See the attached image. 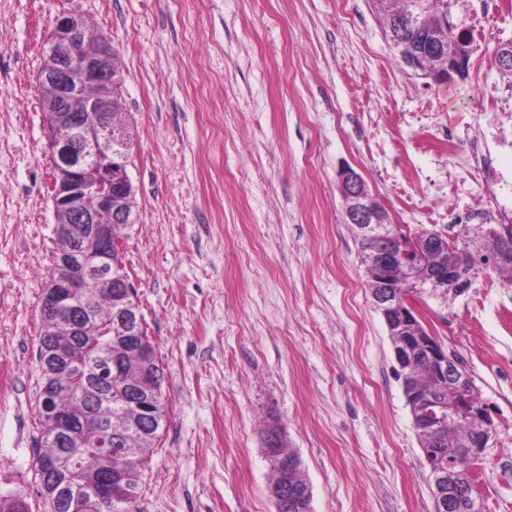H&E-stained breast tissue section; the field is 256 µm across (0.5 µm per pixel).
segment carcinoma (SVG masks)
<instances>
[{
  "instance_id": "cac0c4a2",
  "label": "carcinoma",
  "mask_w": 512,
  "mask_h": 512,
  "mask_svg": "<svg viewBox=\"0 0 512 512\" xmlns=\"http://www.w3.org/2000/svg\"><path fill=\"white\" fill-rule=\"evenodd\" d=\"M385 24L397 18L421 13L431 35L448 49L460 45L470 49V36L464 30L445 29L435 21L430 0H393L389 6L378 0ZM494 64L505 77L512 79V42L502 43L494 54ZM433 230L418 227H397L393 247L401 249L409 241L421 247ZM458 248L466 256L465 269L493 267L506 288H512V263L498 262L500 242L495 235H473L468 225L460 226L454 236ZM74 306L90 309L87 328L77 337L80 350L78 363L58 371L50 381L51 400L60 406L74 423V435L57 433L49 416H39L40 438L36 459L56 460L60 484L42 493L48 512H136L143 472L149 461L150 449L160 438L167 422L163 397L165 372L147 330H142L137 342L149 353L153 381L143 402L150 411L144 413L130 396L129 390L138 381L145 364L140 353L123 350L124 338L116 328L117 303L112 288H91L79 296ZM405 392L414 388L434 392L439 382L428 367L418 363L402 378ZM279 452L288 457V484L311 490L303 463L295 451L283 445ZM112 471L124 474L112 488V499L91 501V490L103 474ZM0 512H29L23 493L15 491L0 495Z\"/></svg>"
}]
</instances>
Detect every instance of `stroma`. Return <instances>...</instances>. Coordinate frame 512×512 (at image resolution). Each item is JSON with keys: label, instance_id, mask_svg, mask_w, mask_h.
Instances as JSON below:
<instances>
[{"label": "stroma", "instance_id": "1", "mask_svg": "<svg viewBox=\"0 0 512 512\" xmlns=\"http://www.w3.org/2000/svg\"><path fill=\"white\" fill-rule=\"evenodd\" d=\"M74 9L119 52L136 130L140 222L122 250L169 416L138 512H274V419L313 512H434L336 172L359 173L395 224L444 232L489 207L444 132L473 131L482 92L512 96L493 63L512 11L473 33L466 77L437 85L400 62L372 0H0V493L31 512H47L37 349L57 249L37 72ZM492 210L512 224V206ZM416 308L493 408L476 492L483 512H512V288L490 270ZM278 450L282 455L287 456L291 462V468L288 469V485L300 486L304 490H308L312 500V489L304 476L303 463L298 453L287 448V442Z\"/></svg>", "mask_w": 512, "mask_h": 512}]
</instances>
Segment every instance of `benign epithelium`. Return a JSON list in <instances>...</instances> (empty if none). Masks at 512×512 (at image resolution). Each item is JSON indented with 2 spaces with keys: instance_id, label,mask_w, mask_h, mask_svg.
<instances>
[{
  "instance_id": "7a95c632",
  "label": "benign epithelium",
  "mask_w": 512,
  "mask_h": 512,
  "mask_svg": "<svg viewBox=\"0 0 512 512\" xmlns=\"http://www.w3.org/2000/svg\"><path fill=\"white\" fill-rule=\"evenodd\" d=\"M407 26L418 34L417 43L405 47V66L433 83H448V77H438L420 64V53L426 45L424 22L416 16L407 19ZM46 54L50 64L39 81L50 94L47 120V149L57 174L52 207L57 216L56 240L68 247L57 250L44 294L42 317L71 307L74 296L90 286L125 289L122 312L128 330L140 323L138 309L127 301L132 296V282L126 279L122 264L112 258L109 247V224L103 216L125 224L138 223V215L128 206L131 181L130 160L125 152L129 139L126 126L106 118L103 112L112 101L113 89L119 77L112 74V47L91 45L84 35V16L78 12H63L55 20L47 41ZM92 82L97 91L83 93ZM96 116L87 121V116ZM337 180L346 219L357 228L361 238L379 245L371 251L369 272L374 286L369 289L373 308L381 314L386 327L402 330L419 316L411 297L425 282L435 281L449 291L461 295L473 285L472 276L458 266L459 249L448 244V238L437 237L429 242L432 267L423 280L407 276L410 261L398 257L395 251L383 248L392 238L387 210L371 192L363 189L360 175L350 167L337 171ZM92 199L95 207H83ZM405 281L401 292L389 287L392 276ZM397 369L405 370L412 360H425L434 373L449 381L455 391V417L448 416V403L435 395L417 394L420 407L418 426L434 436L435 448L423 449L424 466L433 489L434 512H448L459 496V476L454 461H471L479 465L492 436L493 420L490 407L476 405L471 398L473 380L464 366L454 362L448 348L435 336L410 338L393 349ZM71 359L63 345L43 349L40 368L50 373ZM455 418L478 419L483 424L480 433L457 448L448 447V429ZM275 512L287 508L290 512H312L309 495L299 490L271 491Z\"/></svg>"
}]
</instances>
